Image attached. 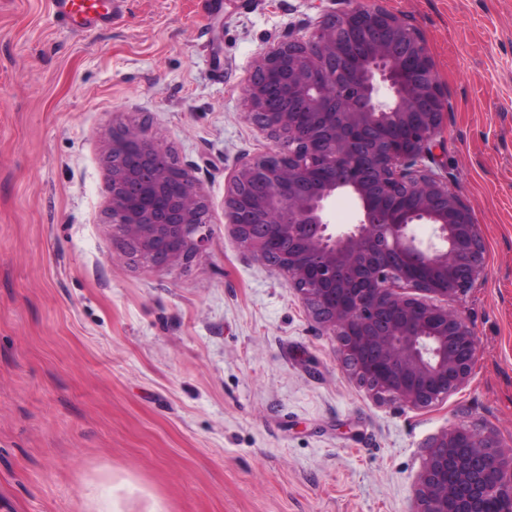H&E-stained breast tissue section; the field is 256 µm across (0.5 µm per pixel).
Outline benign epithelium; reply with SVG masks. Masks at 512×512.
I'll return each instance as SVG.
<instances>
[{
  "label": "benign epithelium",
  "instance_id": "7a95c632",
  "mask_svg": "<svg viewBox=\"0 0 512 512\" xmlns=\"http://www.w3.org/2000/svg\"><path fill=\"white\" fill-rule=\"evenodd\" d=\"M243 94L277 152L230 176L231 235L284 276L376 399L422 409L463 387L479 342L448 302L483 278L487 255L470 206L425 164L447 99L419 32L381 6L328 12L309 34L258 53ZM168 154L122 124L106 155L112 223L154 267L209 243L194 178L182 171L181 191L168 192ZM340 193L360 219L334 230L328 211ZM416 224L432 225L434 239L417 240ZM415 502V512H512V450L493 432L444 431Z\"/></svg>",
  "mask_w": 512,
  "mask_h": 512
}]
</instances>
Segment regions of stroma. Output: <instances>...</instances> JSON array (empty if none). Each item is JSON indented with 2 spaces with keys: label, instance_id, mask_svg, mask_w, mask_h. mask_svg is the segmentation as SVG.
I'll list each match as a JSON object with an SVG mask.
<instances>
[{
  "label": "stroma",
  "instance_id": "obj_1",
  "mask_svg": "<svg viewBox=\"0 0 512 512\" xmlns=\"http://www.w3.org/2000/svg\"><path fill=\"white\" fill-rule=\"evenodd\" d=\"M421 33L448 109L436 170L486 278L454 302L479 357L428 408L372 398L284 277L229 233L255 56L332 0H125L67 29L0 0V501L11 512H413L430 443L512 448V0H359ZM201 187L207 248L156 268L109 213L114 116Z\"/></svg>",
  "mask_w": 512,
  "mask_h": 512
}]
</instances>
